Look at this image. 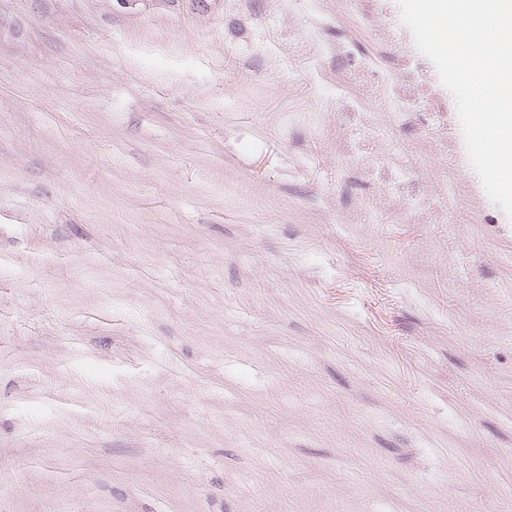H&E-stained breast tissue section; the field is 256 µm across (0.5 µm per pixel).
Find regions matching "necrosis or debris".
Listing matches in <instances>:
<instances>
[{"label":"necrosis or debris","instance_id":"4bbe7bcc","mask_svg":"<svg viewBox=\"0 0 512 512\" xmlns=\"http://www.w3.org/2000/svg\"><path fill=\"white\" fill-rule=\"evenodd\" d=\"M353 25L335 20L324 0H306V16L318 28L320 58L336 74V151L348 166L342 194L353 201H386L393 222L415 221L453 209H471L456 164L424 179L429 156H455L448 140V108L436 103L414 44L388 23L375 0H347ZM376 42L368 49L355 29Z\"/></svg>","mask_w":512,"mask_h":512}]
</instances>
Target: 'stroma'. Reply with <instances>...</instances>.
I'll use <instances>...</instances> for the list:
<instances>
[{"mask_svg": "<svg viewBox=\"0 0 512 512\" xmlns=\"http://www.w3.org/2000/svg\"><path fill=\"white\" fill-rule=\"evenodd\" d=\"M304 9L0 0V512H512V219L353 217Z\"/></svg>", "mask_w": 512, "mask_h": 512, "instance_id": "1", "label": "stroma"}]
</instances>
